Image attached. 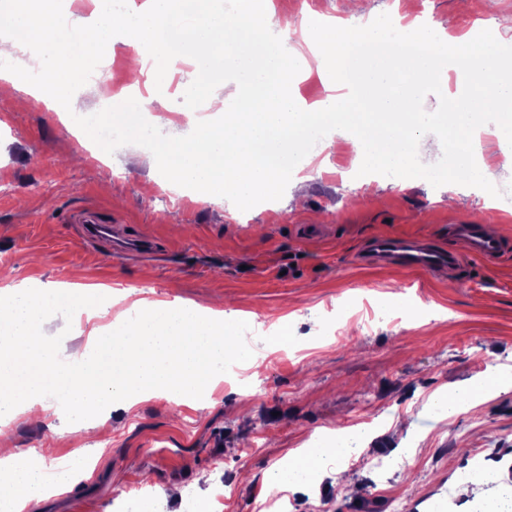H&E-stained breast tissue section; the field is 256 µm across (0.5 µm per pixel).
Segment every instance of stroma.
<instances>
[{
	"instance_id": "stroma-1",
	"label": "stroma",
	"mask_w": 512,
	"mask_h": 512,
	"mask_svg": "<svg viewBox=\"0 0 512 512\" xmlns=\"http://www.w3.org/2000/svg\"><path fill=\"white\" fill-rule=\"evenodd\" d=\"M281 14L350 20L349 0H273ZM420 21L444 20L461 36L479 22L502 24L501 49L512 55V0H416ZM192 66L165 82L145 73L120 81L114 106L135 96L154 118V140L167 143L200 117ZM98 112L51 110L0 99V269L43 285L103 284L151 298L211 302L235 312L263 353L259 369L203 402L173 409L162 398L117 405L103 426L111 444L90 449L73 483L71 441L53 413L17 416L8 428L17 452L45 449L51 495L22 512H268L275 496L266 476L286 454L363 424L362 454L332 461L313 481L291 486L293 512H477L512 490V390L452 418L423 412L429 397L479 380L488 366L512 369V223L498 236L504 251L486 265L460 252L436 274L357 261L379 234L413 236L439 249L459 244L452 224L502 218L495 197L448 183V161L420 130V175L400 183L348 177L345 160L323 150L305 200L280 192L269 209L194 202L170 191L156 171L136 164L134 139L117 134L100 159H89L88 132ZM92 210L131 238L149 235L146 255L123 257L107 241H88L77 214ZM314 224L321 237L303 238ZM119 306L85 319L58 317L60 359L75 364L93 329L112 325ZM290 316V344L277 353L257 337ZM389 468L371 467L373 459Z\"/></svg>"
}]
</instances>
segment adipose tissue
<instances>
[{"label":"adipose tissue","mask_w":512,"mask_h":512,"mask_svg":"<svg viewBox=\"0 0 512 512\" xmlns=\"http://www.w3.org/2000/svg\"><path fill=\"white\" fill-rule=\"evenodd\" d=\"M216 0H147L137 11L99 0V18L81 29L84 48L122 42L134 67L184 61L194 67L192 90L202 98L208 117L193 135L162 154L146 157L148 167L164 165L179 194L202 201L228 200L237 205L274 194L316 134L351 132L361 167L398 176L417 162V129L427 115L414 108L415 93L425 84H447L450 60L462 58L470 69L467 87L448 100V123L434 142L442 154L459 153L481 187L494 178L474 133L489 113L512 107V63L490 54L497 20L484 25L482 40L449 37L444 22L400 25L393 18L352 24L319 22L308 35L318 42L320 77L341 96H327L309 107L288 88L304 58L290 43L293 22L277 23L264 0H235L231 9ZM11 30L31 34L28 47L35 65L30 80L41 98L71 96L65 74L75 55L72 37L59 27L50 8L31 12L11 8ZM238 89L231 98L220 91L226 78ZM0 417H15L43 406L55 394L71 411L89 416L118 401L134 407L149 398L180 406L212 394L224 376L227 356L236 354L235 315L211 311L194 301L169 302L122 295L123 311L113 329L93 336V351L79 370H71L49 350L44 324L57 314L94 308L101 297L96 285L28 288L0 281ZM512 389V371L494 366L476 385L463 387L448 400L449 414L467 412L480 398ZM352 448L327 445L292 450L271 473L274 484L306 482L321 472L331 454L351 456ZM0 512H21L26 503L46 495L36 461L9 448L0 430Z\"/></svg>","instance_id":"ef3b65f1"}]
</instances>
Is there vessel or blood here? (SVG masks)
<instances>
[{"mask_svg": "<svg viewBox=\"0 0 512 512\" xmlns=\"http://www.w3.org/2000/svg\"><path fill=\"white\" fill-rule=\"evenodd\" d=\"M90 236L112 240L114 246L123 251H138L152 248L147 238L128 239L123 237L117 226L102 223L95 212L86 211L76 217ZM450 230L454 236L463 239L470 253L485 261L498 260L503 245L497 238L484 234L477 224H454ZM359 262L367 267L396 266L399 268L432 273L453 267L456 255L452 251L438 249L416 239L381 234L373 237L363 248Z\"/></svg>", "mask_w": 512, "mask_h": 512, "instance_id": "1", "label": "vessel or blood"}]
</instances>
